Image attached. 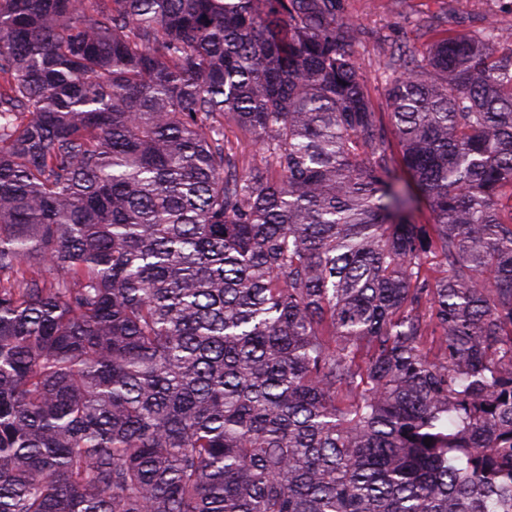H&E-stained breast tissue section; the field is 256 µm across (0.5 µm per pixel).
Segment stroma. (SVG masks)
<instances>
[{"mask_svg": "<svg viewBox=\"0 0 512 512\" xmlns=\"http://www.w3.org/2000/svg\"><path fill=\"white\" fill-rule=\"evenodd\" d=\"M490 22L512 35V0H336V23L349 29L343 49L379 112L388 109L385 86L398 49L423 51L446 35L480 33Z\"/></svg>", "mask_w": 512, "mask_h": 512, "instance_id": "stroma-1", "label": "stroma"}]
</instances>
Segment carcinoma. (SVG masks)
<instances>
[{"mask_svg":"<svg viewBox=\"0 0 512 512\" xmlns=\"http://www.w3.org/2000/svg\"><path fill=\"white\" fill-rule=\"evenodd\" d=\"M333 2L0 0V512H512L508 36ZM489 22L511 34L512 44V0H336V26L351 27L343 49L376 112H388L385 86L398 48L421 53L442 36L478 34Z\"/></svg>","mask_w":512,"mask_h":512,"instance_id":"cac0c4a2","label":"carcinoma"}]
</instances>
